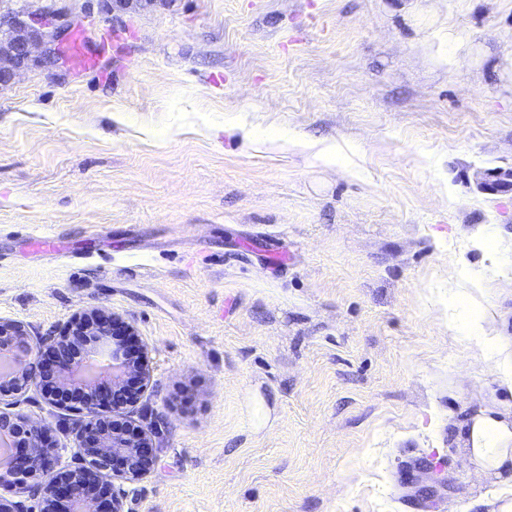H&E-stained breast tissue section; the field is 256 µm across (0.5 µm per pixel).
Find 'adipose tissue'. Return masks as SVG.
Listing matches in <instances>:
<instances>
[{
    "label": "adipose tissue",
    "mask_w": 512,
    "mask_h": 512,
    "mask_svg": "<svg viewBox=\"0 0 512 512\" xmlns=\"http://www.w3.org/2000/svg\"><path fill=\"white\" fill-rule=\"evenodd\" d=\"M460 301L467 310L464 318L449 322L448 329L456 335L480 337L490 351L489 368L492 373L512 374V360L501 358L499 337L491 335L485 326L486 317L479 302L468 293ZM468 445V461L481 474L512 473V421L499 413L485 409L465 420L462 425Z\"/></svg>",
    "instance_id": "adipose-tissue-1"
}]
</instances>
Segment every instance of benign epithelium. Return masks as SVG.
<instances>
[{
  "instance_id": "obj_1",
  "label": "benign epithelium",
  "mask_w": 512,
  "mask_h": 512,
  "mask_svg": "<svg viewBox=\"0 0 512 512\" xmlns=\"http://www.w3.org/2000/svg\"><path fill=\"white\" fill-rule=\"evenodd\" d=\"M78 25L59 11L0 16V83L10 82L35 56L61 63L62 42ZM114 322L111 312L92 307L74 315L61 334L35 340L22 323L0 318V437L9 440L5 460L20 471V492L37 499L39 506L33 511L21 501H0V512H52L56 498L68 503V512H124V494L113 490L111 480L132 483L154 466L150 433L136 426V436L131 437L105 426L134 401L125 394L112 402V392L123 388L129 372L137 370L145 384L150 379L148 363L140 364L121 348L109 346ZM48 368L58 389L80 394L74 403L83 414L74 440L89 465L62 477L57 458L44 446L46 424L14 410L15 399L32 387L56 400L46 386Z\"/></svg>"
}]
</instances>
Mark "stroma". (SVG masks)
<instances>
[{"label": "stroma", "instance_id": "obj_1", "mask_svg": "<svg viewBox=\"0 0 512 512\" xmlns=\"http://www.w3.org/2000/svg\"><path fill=\"white\" fill-rule=\"evenodd\" d=\"M80 16L64 65L0 84V317L58 334L103 307L151 381L156 461L127 512H492L461 423L512 389L451 335L457 259L512 355V0H0ZM99 54L85 71L73 44ZM234 121L269 132L252 145ZM343 146L352 172L297 137ZM53 238L56 256L29 240ZM284 246L286 271L260 248ZM60 470L79 419L38 389ZM436 457L438 472L417 470Z\"/></svg>", "mask_w": 512, "mask_h": 512}]
</instances>
